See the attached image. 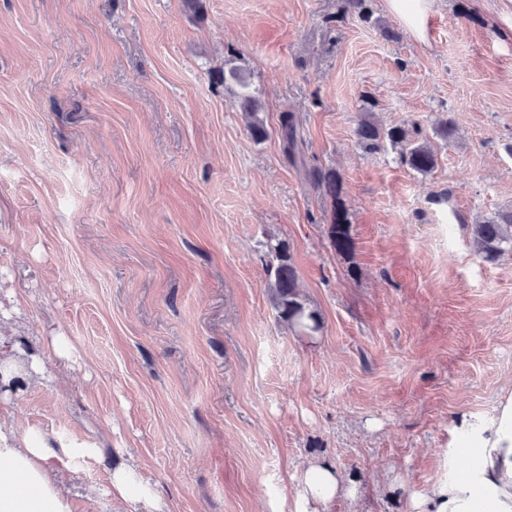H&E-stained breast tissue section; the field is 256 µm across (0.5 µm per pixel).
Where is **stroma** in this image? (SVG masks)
Wrapping results in <instances>:
<instances>
[{
    "label": "stroma",
    "mask_w": 512,
    "mask_h": 512,
    "mask_svg": "<svg viewBox=\"0 0 512 512\" xmlns=\"http://www.w3.org/2000/svg\"><path fill=\"white\" fill-rule=\"evenodd\" d=\"M369 7L0 0V334L44 376L1 384L0 419L46 438L72 512H130L131 462L164 512H298L315 461L361 489L331 512H416L458 419L512 393V256L458 223L512 211V0H433L420 39ZM365 112L456 137L421 174L358 146ZM280 242L316 335L271 303ZM241 106L247 120V127L251 136L256 140L268 137V129L265 121L259 116L260 106L251 96L243 94ZM313 179L318 187H323L327 194L334 200V208L331 213V223L329 226V238L333 248L339 255H349L354 247L353 238L350 232V221L346 207L341 201L336 204L338 199L340 176L336 172L325 175L314 174ZM141 484L147 485L144 477L133 465L121 469L112 474V495L124 502H139L142 512H161L159 505L151 499V495H145Z\"/></svg>",
    "instance_id": "1"
}]
</instances>
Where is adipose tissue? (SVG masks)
Wrapping results in <instances>:
<instances>
[{
  "mask_svg": "<svg viewBox=\"0 0 512 512\" xmlns=\"http://www.w3.org/2000/svg\"><path fill=\"white\" fill-rule=\"evenodd\" d=\"M50 445L37 433L0 425V512H71L61 480L47 467ZM465 460L449 470L447 482L424 494V512H512V394L501 398L492 414L462 416L448 444V461ZM136 467L113 473L112 495L141 503L144 512H161L146 495ZM334 468L308 464L296 489L301 505L329 506L350 494Z\"/></svg>",
  "mask_w": 512,
  "mask_h": 512,
  "instance_id": "adipose-tissue-1",
  "label": "adipose tissue"
}]
</instances>
